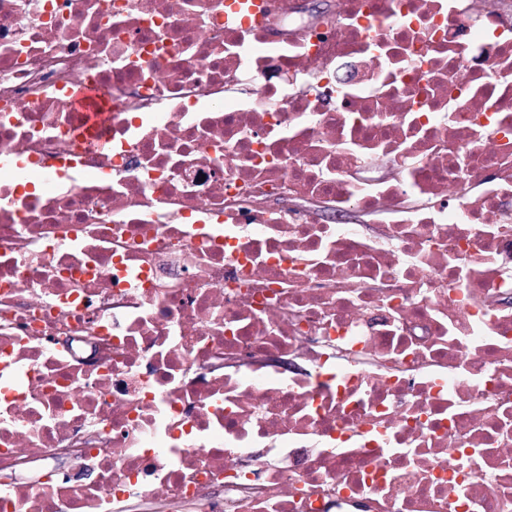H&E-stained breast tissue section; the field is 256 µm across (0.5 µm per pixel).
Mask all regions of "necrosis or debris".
Instances as JSON below:
<instances>
[{
    "mask_svg": "<svg viewBox=\"0 0 512 512\" xmlns=\"http://www.w3.org/2000/svg\"><path fill=\"white\" fill-rule=\"evenodd\" d=\"M505 297L499 0H0V512H512ZM99 92L93 91L91 87H80L76 90L74 99L79 112H86L85 122L81 128L86 135L93 132L97 125L107 119L112 112V107L105 108L106 112H98L101 101L98 98Z\"/></svg>",
    "mask_w": 512,
    "mask_h": 512,
    "instance_id": "necrosis-or-debris-1",
    "label": "necrosis or debris"
}]
</instances>
